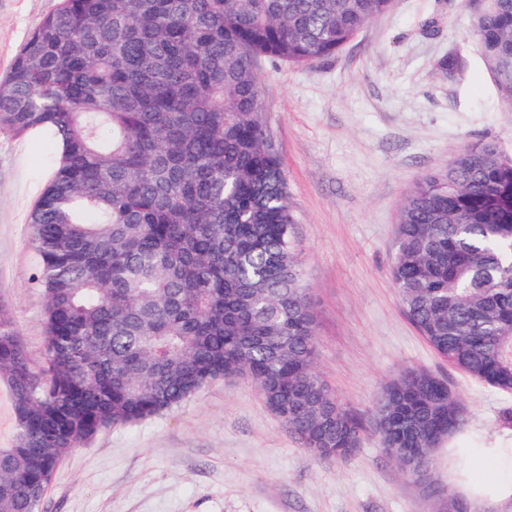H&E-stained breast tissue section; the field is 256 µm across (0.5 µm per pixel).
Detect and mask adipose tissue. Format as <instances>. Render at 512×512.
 <instances>
[{
    "label": "adipose tissue",
    "mask_w": 512,
    "mask_h": 512,
    "mask_svg": "<svg viewBox=\"0 0 512 512\" xmlns=\"http://www.w3.org/2000/svg\"><path fill=\"white\" fill-rule=\"evenodd\" d=\"M469 463L481 482L471 483L468 494L473 507L486 512L496 502L512 497V448H468Z\"/></svg>",
    "instance_id": "ef3b65f1"
}]
</instances>
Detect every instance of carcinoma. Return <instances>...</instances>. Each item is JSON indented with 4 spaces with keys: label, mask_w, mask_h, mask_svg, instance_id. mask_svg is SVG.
<instances>
[{
    "label": "carcinoma",
    "mask_w": 512,
    "mask_h": 512,
    "mask_svg": "<svg viewBox=\"0 0 512 512\" xmlns=\"http://www.w3.org/2000/svg\"><path fill=\"white\" fill-rule=\"evenodd\" d=\"M395 0H61L0 80V134L57 148L30 244L43 292L36 368L0 303V512H38L57 467L99 430L245 375L312 455L345 457L361 422L314 369L315 318L292 240L257 61L334 55ZM472 32L512 108V0ZM449 56L443 76L463 71ZM390 277L448 364L512 394V160L493 142L424 174L402 202ZM465 424L446 379L383 388L384 449L435 452Z\"/></svg>",
    "instance_id": "1"
}]
</instances>
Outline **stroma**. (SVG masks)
Instances as JSON below:
<instances>
[{
	"instance_id": "stroma-1",
	"label": "stroma",
	"mask_w": 512,
	"mask_h": 512,
	"mask_svg": "<svg viewBox=\"0 0 512 512\" xmlns=\"http://www.w3.org/2000/svg\"><path fill=\"white\" fill-rule=\"evenodd\" d=\"M59 3L0 0V79ZM476 7L397 0L331 57L259 63L315 315V369L365 422L404 369L447 379L466 416L436 454L433 481L451 497L407 480L367 431L346 457L311 455L239 376L157 416L100 430L61 461L39 512H448L449 498H466L449 480V449L512 446L503 419L512 395L448 366L405 315L389 275L397 213L421 175L482 141L512 158V110L472 34ZM448 56L464 63L452 80L438 69ZM56 159L48 142L0 136V303L37 365L44 298L33 284L30 215Z\"/></svg>"
}]
</instances>
